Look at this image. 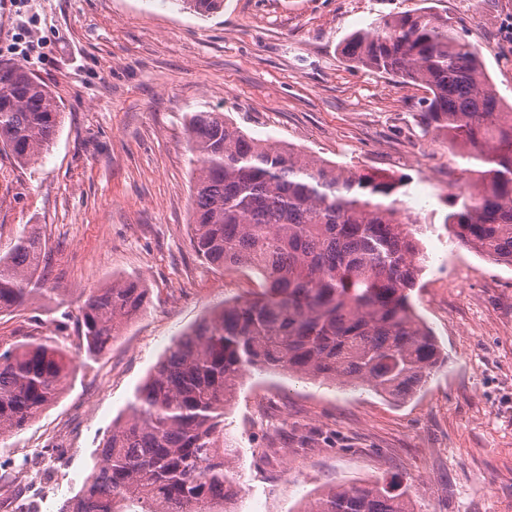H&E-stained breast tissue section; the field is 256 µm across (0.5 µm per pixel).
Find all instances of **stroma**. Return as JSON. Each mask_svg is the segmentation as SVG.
I'll use <instances>...</instances> for the list:
<instances>
[{"label": "stroma", "mask_w": 512, "mask_h": 512, "mask_svg": "<svg viewBox=\"0 0 512 512\" xmlns=\"http://www.w3.org/2000/svg\"><path fill=\"white\" fill-rule=\"evenodd\" d=\"M446 12L512 103V0H224L202 17L180 0H0V67L26 66L62 111L47 153L0 151V253L37 228L45 285L0 316V344L66 339L91 289L126 275L144 310L102 357L79 354L59 398L0 439V490L29 495L21 463L56 462L42 512H61L96 451L180 333L258 291L190 245L189 112L219 111L250 137L364 172L404 177L426 225L417 314L442 364L402 402L254 371L226 418L240 448L238 512H302L323 488L397 480L416 512H512V267L458 246L444 226L468 162L423 134L422 88L354 67L346 38L389 13Z\"/></svg>", "instance_id": "1"}]
</instances>
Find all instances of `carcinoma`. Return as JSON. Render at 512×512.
Segmentation results:
<instances>
[{
	"label": "carcinoma",
	"mask_w": 512,
	"mask_h": 512,
	"mask_svg": "<svg viewBox=\"0 0 512 512\" xmlns=\"http://www.w3.org/2000/svg\"><path fill=\"white\" fill-rule=\"evenodd\" d=\"M209 16L224 0H182ZM342 54L358 68L425 89V132L472 162L444 221L458 245L512 266V105L481 52L431 7L387 14L353 32ZM61 109L26 67L0 68V149L25 165L49 149ZM184 134L197 163L191 245L224 270L255 269L262 290L226 300L178 339L97 449L63 512H237L239 456L225 416L250 368L403 400L439 363L437 341L410 291L423 266L420 226L397 196L404 178L265 144L224 113L191 112ZM47 258L36 228L0 254V315L39 292ZM137 277L90 291L77 321L85 354H105L143 310ZM73 354L57 340L0 346V437L54 403ZM304 512H416L391 480L329 486Z\"/></svg>",
	"instance_id": "1"
}]
</instances>
